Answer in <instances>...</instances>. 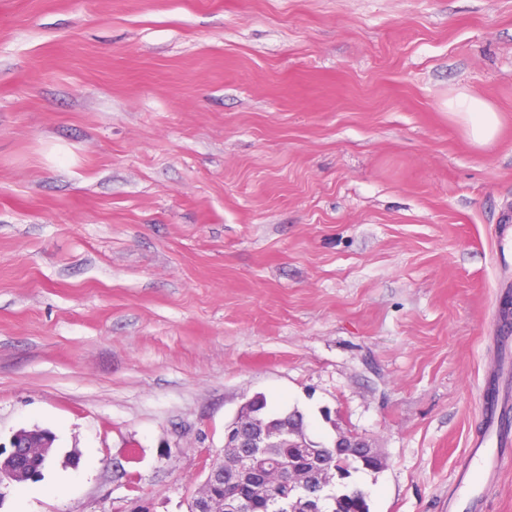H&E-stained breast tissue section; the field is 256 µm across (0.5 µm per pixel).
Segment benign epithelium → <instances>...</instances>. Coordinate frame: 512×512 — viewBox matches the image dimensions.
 <instances>
[{
  "label": "benign epithelium",
  "instance_id": "benign-epithelium-1",
  "mask_svg": "<svg viewBox=\"0 0 512 512\" xmlns=\"http://www.w3.org/2000/svg\"><path fill=\"white\" fill-rule=\"evenodd\" d=\"M253 407L255 402L250 398L241 405L233 421L225 426L224 459L210 465L204 482L191 496L190 512H215L213 487L224 481L225 474L229 471L249 476L254 483L263 487L274 484L282 490L283 499L288 498V490L300 487L305 492L306 512H319L323 504L324 488L333 483L336 470L329 469L317 460L315 448L303 441L295 444L299 455L295 466L276 465L265 458L266 432H261L255 427L247 436L243 431V419L253 413ZM338 439L347 440L350 447L356 449L358 455L362 457L369 460L375 457L382 458L380 452L363 437L341 434ZM28 448L29 442L19 432L12 435L9 445L0 443V470L5 469L17 477L27 478Z\"/></svg>",
  "mask_w": 512,
  "mask_h": 512
}]
</instances>
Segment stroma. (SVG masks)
I'll return each mask as SVG.
<instances>
[{"label": "stroma", "mask_w": 512, "mask_h": 512, "mask_svg": "<svg viewBox=\"0 0 512 512\" xmlns=\"http://www.w3.org/2000/svg\"><path fill=\"white\" fill-rule=\"evenodd\" d=\"M507 211L512 0H0V442L56 436L0 512H188L257 394L448 512ZM448 114L458 122L477 146L492 142L499 131V115L488 102L464 92L448 99Z\"/></svg>", "instance_id": "obj_1"}]
</instances>
